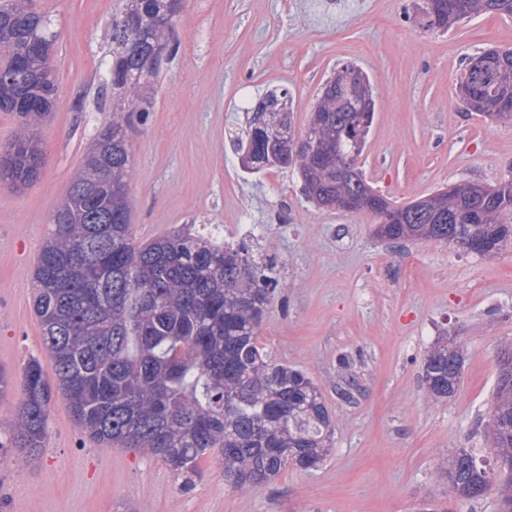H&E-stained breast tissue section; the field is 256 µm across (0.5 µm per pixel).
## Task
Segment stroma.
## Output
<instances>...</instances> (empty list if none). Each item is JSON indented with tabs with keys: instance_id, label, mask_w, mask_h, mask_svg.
Returning <instances> with one entry per match:
<instances>
[{
	"instance_id": "obj_1",
	"label": "stroma",
	"mask_w": 512,
	"mask_h": 512,
	"mask_svg": "<svg viewBox=\"0 0 512 512\" xmlns=\"http://www.w3.org/2000/svg\"><path fill=\"white\" fill-rule=\"evenodd\" d=\"M125 0H44L54 23L55 105L39 129L44 157L32 186L0 182V365L45 356L32 274L74 174L112 118L102 96ZM423 0H183L151 92L134 120L131 230L246 242L279 271L259 332L276 359L305 371L335 422L311 471L286 468L247 491L214 461L183 491L160 460L84 438L55 398L44 454L16 469L0 450V512H499L497 492L463 501L439 468L483 435L498 348L512 341V250L481 256L435 241L393 243L375 217L322 211L295 172H245L235 138L268 89L288 88L296 132L323 83L346 63L368 76L375 112L360 157L367 181L400 204L457 182L512 176V123L466 111L456 80L469 56L512 47V17L481 13L448 33L422 27ZM448 334L464 346L456 394L434 402L426 351ZM357 389L336 393L344 373Z\"/></svg>"
}]
</instances>
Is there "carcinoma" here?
Returning a JSON list of instances; mask_svg holds the SVG:
<instances>
[{
  "label": "carcinoma",
  "mask_w": 512,
  "mask_h": 512,
  "mask_svg": "<svg viewBox=\"0 0 512 512\" xmlns=\"http://www.w3.org/2000/svg\"><path fill=\"white\" fill-rule=\"evenodd\" d=\"M181 4L128 0L121 16L130 22L112 24L116 107L97 136L106 147L99 158L85 159L33 270L34 310L53 376L34 357L16 376L0 367V401L17 395L12 430L0 448L13 449L12 462L23 469L43 453L58 395L99 446L158 458L185 485L201 476L206 457L242 491L271 482L288 466L318 467L332 445L335 424L317 385L259 341L278 285L274 263H249L244 242L226 247L184 233L144 244L133 239L127 127L150 111L157 60L175 51L167 34ZM482 12L512 15V0H425L423 25L446 33ZM56 38L50 18L34 15L30 0L0 3V69L12 71L23 57L36 76L0 84V112L17 117L0 179L21 186L35 183L44 164L36 125L55 90ZM459 86L467 109L512 123V48L468 58ZM313 112L323 121L315 147L292 125L276 136L249 122L252 163L245 170L295 171L304 195L323 210L363 196L370 201L363 212L378 219L376 234L387 240L458 243L479 255L512 248V177L495 185L459 183L446 198L447 223L413 222L409 208L375 190L359 167L373 100L325 84ZM463 365L462 346L436 341L422 365L428 397L452 398ZM484 430L488 454L460 448L441 475L464 500L497 487L501 512H512V342L497 351Z\"/></svg>",
  "instance_id": "1"
}]
</instances>
